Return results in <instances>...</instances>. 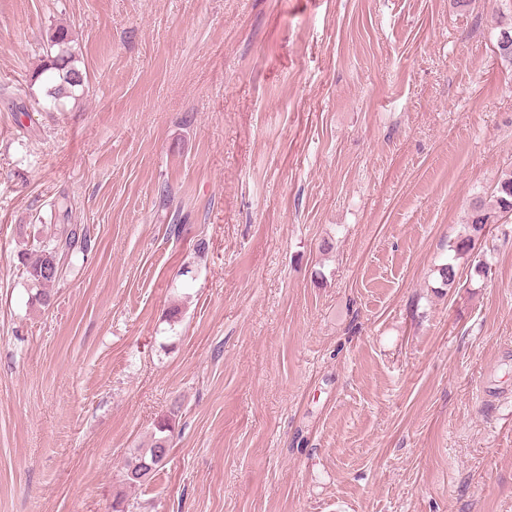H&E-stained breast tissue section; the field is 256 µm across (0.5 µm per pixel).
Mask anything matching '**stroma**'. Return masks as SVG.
Masks as SVG:
<instances>
[{
  "instance_id": "1",
  "label": "stroma",
  "mask_w": 512,
  "mask_h": 512,
  "mask_svg": "<svg viewBox=\"0 0 512 512\" xmlns=\"http://www.w3.org/2000/svg\"><path fill=\"white\" fill-rule=\"evenodd\" d=\"M510 23L0 0V512H112L168 414L137 512H512V223L438 276L512 171ZM63 26L86 90L24 115ZM65 220L91 248L43 307L18 254ZM172 423L173 418L170 416L160 418L154 427L149 448L141 449L126 462L122 475L126 488L133 489L127 482L131 476L137 477L147 473L146 478L139 484L138 488H140L164 468L171 448V436L174 430ZM165 448H169V450L165 451Z\"/></svg>"
}]
</instances>
